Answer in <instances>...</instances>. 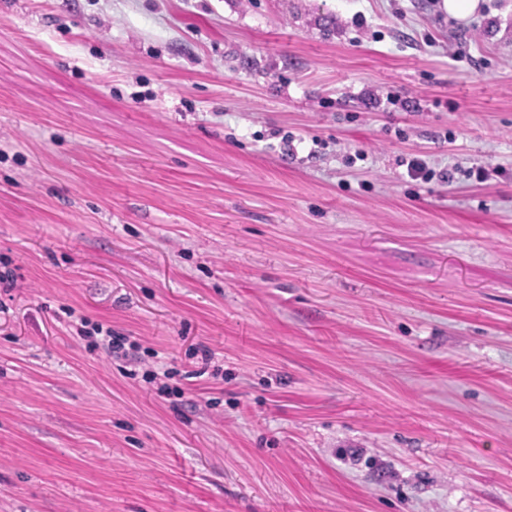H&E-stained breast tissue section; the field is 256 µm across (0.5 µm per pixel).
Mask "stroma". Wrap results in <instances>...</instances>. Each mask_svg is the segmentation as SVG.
<instances>
[{"instance_id": "35a3bbf8", "label": "stroma", "mask_w": 512, "mask_h": 512, "mask_svg": "<svg viewBox=\"0 0 512 512\" xmlns=\"http://www.w3.org/2000/svg\"><path fill=\"white\" fill-rule=\"evenodd\" d=\"M442 3L0 0V512H512V0Z\"/></svg>"}]
</instances>
